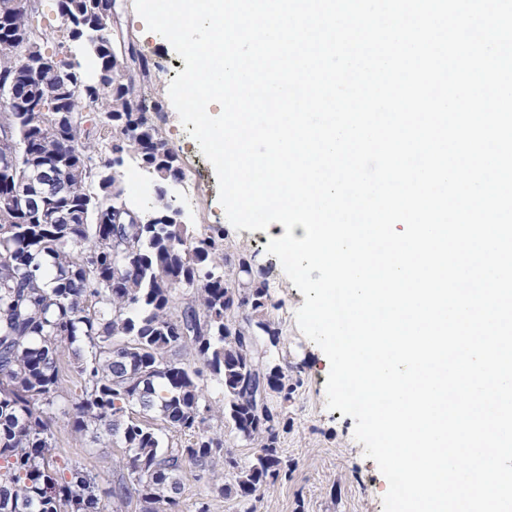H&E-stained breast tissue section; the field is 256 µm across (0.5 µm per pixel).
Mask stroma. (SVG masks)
<instances>
[{"label":"stroma","mask_w":512,"mask_h":512,"mask_svg":"<svg viewBox=\"0 0 512 512\" xmlns=\"http://www.w3.org/2000/svg\"><path fill=\"white\" fill-rule=\"evenodd\" d=\"M117 9L125 31L141 52L159 64L150 93L165 101L166 107L155 122L182 165H189L191 157L199 156L200 151L168 102L169 83L184 70L185 62L164 37L148 31L135 10L134 0H117ZM202 169L194 184L195 206L185 214L184 220L200 235L214 229L225 230L229 253L241 249L257 252L266 268L270 292L281 303L274 315L281 322L282 338L279 346L270 350L269 359L277 364L289 360L298 367L302 379L288 406L290 428L280 443V454L288 461L290 472L287 479L261 494L256 503L257 512H383L388 484L375 461L364 456L363 444L355 441L353 418L338 410L328 411L325 406L329 362L323 351L301 333L295 319L296 310L304 303L303 295L285 277L278 259L266 253L269 242L266 232L231 226L218 199L217 179L211 164L203 163ZM51 428L61 460L85 468L95 477L100 491H108L116 473L115 463L121 458V448L75 438L70 433L67 417L61 414L54 417ZM232 479L229 469L220 462L206 474L191 466L185 468L180 475V512H196L202 502L209 503L210 512H241L237 499L218 496L215 490L216 484Z\"/></svg>","instance_id":"obj_1"}]
</instances>
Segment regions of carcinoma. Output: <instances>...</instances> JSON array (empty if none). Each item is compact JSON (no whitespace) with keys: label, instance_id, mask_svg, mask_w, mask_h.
<instances>
[{"label":"carcinoma","instance_id":"carcinoma-1","mask_svg":"<svg viewBox=\"0 0 512 512\" xmlns=\"http://www.w3.org/2000/svg\"><path fill=\"white\" fill-rule=\"evenodd\" d=\"M44 0L19 9L0 0V81L39 111L0 110V512H105L95 479L57 465L51 422L68 416L79 434L124 449L109 495L137 497L145 512H177L179 475L217 460L235 470L218 488L243 512L284 472L280 440L288 403L302 385L292 366L271 364L280 343L257 254H226V233L191 234L172 220L169 193L183 178L152 114L161 101L140 94L158 63L130 44L133 66L116 60L127 38L113 0H55L56 28H42ZM50 41L84 49L50 54L35 70L27 53ZM104 102L91 117L86 105ZM136 160L151 192L132 202L112 166L114 151ZM31 180L45 208L10 205ZM79 390H59L64 357ZM215 377L224 398L204 385ZM220 420L261 453L245 468L227 448Z\"/></svg>","mask_w":512,"mask_h":512}]
</instances>
